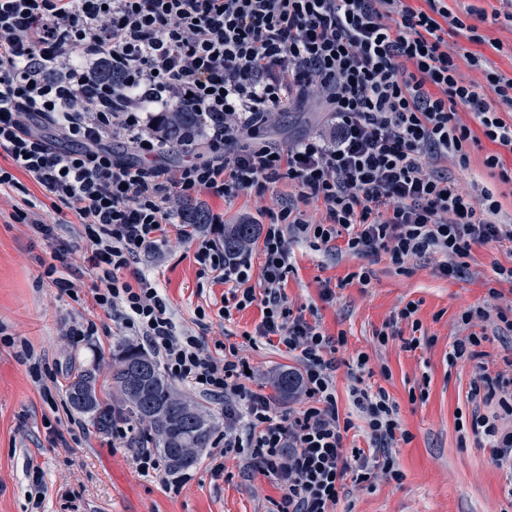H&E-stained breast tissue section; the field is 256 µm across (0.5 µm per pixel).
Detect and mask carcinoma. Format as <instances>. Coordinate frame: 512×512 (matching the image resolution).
<instances>
[{"label":"carcinoma","instance_id":"obj_1","mask_svg":"<svg viewBox=\"0 0 512 512\" xmlns=\"http://www.w3.org/2000/svg\"><path fill=\"white\" fill-rule=\"evenodd\" d=\"M93 83L110 86L122 84V74L106 64L92 75ZM199 123L196 112H164L159 127L172 150H179L190 138ZM259 231L256 224H229L224 228V253L236 255L250 244ZM140 364L148 368L146 382L133 389L128 385L127 366ZM110 377L122 399L132 412L153 432L167 467L171 471L190 468L197 463V456L183 457L175 462L174 453L179 448H207L217 430L214 418L181 396L160 370L154 357L139 348L119 343L112 351ZM71 408L88 416L98 430L112 427V404L96 392V376L90 371L75 377L68 389Z\"/></svg>","mask_w":512,"mask_h":512}]
</instances>
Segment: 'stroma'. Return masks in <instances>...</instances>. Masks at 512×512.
<instances>
[{"mask_svg":"<svg viewBox=\"0 0 512 512\" xmlns=\"http://www.w3.org/2000/svg\"><path fill=\"white\" fill-rule=\"evenodd\" d=\"M450 10L466 14L468 24L486 35L483 53L504 72H512V23L501 15L512 12V0H447ZM500 42L502 51L492 49ZM323 114L299 102L266 129L267 140L285 146L321 127ZM495 149L489 141L470 145L469 162L448 160L450 173L467 188L489 187L500 204L499 222L512 224V181L503 182L498 171L484 166ZM278 185L265 194L241 195L226 201L200 194L194 206L223 214L225 223H256L272 198L287 196ZM54 222L59 239L84 245L83 227L70 210L55 211L45 203L35 184L26 190L0 188V326L16 340L26 341L31 359L17 356L15 348L0 345V512H271L281 492L278 481L247 455H229L224 472L215 475L208 454L196 466L178 472L161 469L154 477L140 476L133 448L116 449L112 435L95 429L87 417L75 415L67 391L80 371L105 374L117 342L141 345L142 339L106 315L94 303L92 278L77 268L72 280L77 298L59 294L41 277L43 260L49 259L46 241L31 227L13 218L26 201ZM197 243L170 236L168 242L142 255L137 265L166 292L169 313L177 333L202 337L213 355L236 346L250 365L245 384L271 397L279 413L302 409L301 390L283 394L273 382L284 370L297 371L298 361L263 339L248 341L261 319L258 307L223 317L220 310L227 285L201 274L195 261ZM292 271L285 292L293 307L314 315L327 335H345L339 356L344 363L335 373L340 414L354 423L345 447L368 445L365 423L349 402L354 380L348 359L366 353L373 371L370 384L383 387L396 402L409 441L398 442L391 454L401 470V480L378 475L371 486L347 487L335 512H512L505 494L506 473L491 462V450L472 432L458 428L459 415H470L469 398L473 366L449 364L453 342L465 336L463 311L485 305L491 291L501 294V304L512 303V284L500 281L494 264L512 265V253L485 245L474 247L466 273L457 279L434 275L432 264L413 259L398 270L387 257H358L332 250L314 249L309 242L290 243ZM370 273L369 284L355 280L360 270ZM335 292L332 301L321 297L323 286ZM418 302L420 330L398 320L408 302ZM93 321L94 335L73 339L65 334L71 321ZM393 323L387 343L375 334ZM419 336V348L408 351L405 339ZM41 365V380L31 376L33 363ZM44 473L46 494L41 508L30 500V467Z\"/></svg>","mask_w":512,"mask_h":512,"instance_id":"stroma-1","label":"stroma"}]
</instances>
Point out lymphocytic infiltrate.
Here are the masks:
<instances>
[{"mask_svg": "<svg viewBox=\"0 0 512 512\" xmlns=\"http://www.w3.org/2000/svg\"><path fill=\"white\" fill-rule=\"evenodd\" d=\"M459 35L486 42L445 0L421 8L408 0H0V153L11 161L0 168V186H17L25 174L81 219L96 305L162 355L171 378L208 397L245 400V413L231 409L226 417L246 434L225 431L212 471L223 474L225 457L248 453L279 481L276 512H331L346 484L380 473L400 479L389 449L408 438L389 393L362 383V353L349 366L350 396L369 442L344 448L353 423L339 414L334 377L345 338L290 306L289 239L385 254L399 268L427 258L448 279L463 274L474 247L512 245V224L496 222L492 193H471L440 167L450 158L467 165L466 147L481 137L512 151V123L496 110L512 107V75L482 54L452 52L448 39ZM111 61L123 66L122 86L91 84ZM465 65L481 70L484 83L465 80ZM310 99L331 134L285 148L260 141L274 113ZM186 108L203 118L207 158L186 156L172 172L158 115ZM461 109L480 131L459 119ZM50 128L60 141L47 136ZM116 141L134 161L113 151ZM279 183L290 192L261 226L260 275L249 255H225L210 240L198 243L195 260L229 285L233 309L260 306L256 336L301 362L305 405L285 417L245 387L236 349L220 358L202 337L176 334L166 296L135 266L166 241L172 200L203 192L226 200ZM312 204L322 219L309 218ZM14 218L52 241L44 276L74 295L64 275L73 247L54 243L53 225L37 213ZM485 321L512 332V306L465 312L470 332L453 343L448 361L471 362V400L496 403L498 416L512 417V359L489 372L482 349L489 336L476 328ZM497 418L475 410L470 427L488 442L494 465L512 470V430Z\"/></svg>", "mask_w": 512, "mask_h": 512, "instance_id": "1", "label": "lymphocytic infiltrate"}]
</instances>
